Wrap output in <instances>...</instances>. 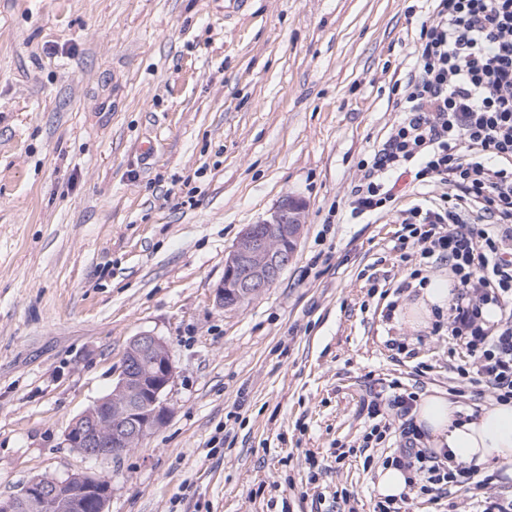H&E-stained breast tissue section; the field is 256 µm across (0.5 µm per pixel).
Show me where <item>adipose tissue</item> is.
<instances>
[{
    "instance_id": "obj_1",
    "label": "adipose tissue",
    "mask_w": 512,
    "mask_h": 512,
    "mask_svg": "<svg viewBox=\"0 0 512 512\" xmlns=\"http://www.w3.org/2000/svg\"><path fill=\"white\" fill-rule=\"evenodd\" d=\"M412 415L432 448L449 449L456 462L489 467L512 464V401L493 402L465 418L455 401L432 394L420 399Z\"/></svg>"
}]
</instances>
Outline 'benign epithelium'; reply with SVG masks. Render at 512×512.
Returning <instances> with one entry per match:
<instances>
[{
    "instance_id": "1",
    "label": "benign epithelium",
    "mask_w": 512,
    "mask_h": 512,
    "mask_svg": "<svg viewBox=\"0 0 512 512\" xmlns=\"http://www.w3.org/2000/svg\"><path fill=\"white\" fill-rule=\"evenodd\" d=\"M306 207L283 197L270 214L248 225L224 260L215 292L222 308L239 307L271 287L293 260ZM175 367L165 343L136 336L125 353L112 392L75 418L64 445L92 458L118 457L138 447L168 416L164 395ZM111 485L94 476L39 477L15 496L0 498V512H106Z\"/></svg>"
}]
</instances>
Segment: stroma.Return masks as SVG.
Here are the masks:
<instances>
[{
	"label": "stroma",
	"instance_id": "obj_1",
	"mask_svg": "<svg viewBox=\"0 0 512 512\" xmlns=\"http://www.w3.org/2000/svg\"><path fill=\"white\" fill-rule=\"evenodd\" d=\"M426 0H0V497L40 476L108 478V512H359L380 457L309 480L308 455L360 445L371 394L400 381L462 413L447 331L410 327L401 247L415 205L448 193L403 177L353 214L361 165L397 118ZM306 204L295 256L240 307L215 292L243 229ZM158 336L175 376L166 423L89 459L72 420L112 390L132 339ZM409 347L400 354L396 343ZM405 512H480L512 497L499 467Z\"/></svg>",
	"mask_w": 512,
	"mask_h": 512
}]
</instances>
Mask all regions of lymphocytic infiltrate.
Segmentation results:
<instances>
[{
	"instance_id": "lymphocytic-infiltrate-1",
	"label": "lymphocytic infiltrate",
	"mask_w": 512,
	"mask_h": 512,
	"mask_svg": "<svg viewBox=\"0 0 512 512\" xmlns=\"http://www.w3.org/2000/svg\"><path fill=\"white\" fill-rule=\"evenodd\" d=\"M418 31L417 57L400 87L399 119L352 191V210L373 214L394 201L400 176L419 185L442 182L453 194L410 209L406 238L423 265L447 266L453 276L447 329L463 351V381L485 385L497 400H512V0H430ZM475 209L471 222L466 209ZM500 312L488 324L484 311ZM389 397L374 395L369 417L375 442L398 437V452L383 465L404 471L408 493L441 496L448 486H486L476 465L454 462L448 449L420 447L413 391L392 382Z\"/></svg>"
}]
</instances>
